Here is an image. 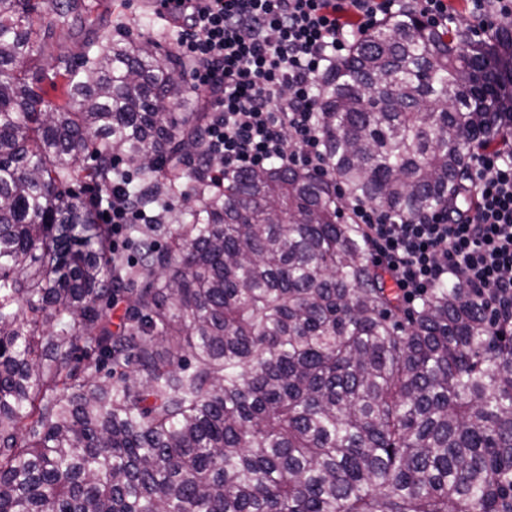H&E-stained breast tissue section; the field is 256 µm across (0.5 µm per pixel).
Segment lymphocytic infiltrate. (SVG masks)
<instances>
[{
  "label": "lymphocytic infiltrate",
  "mask_w": 512,
  "mask_h": 512,
  "mask_svg": "<svg viewBox=\"0 0 512 512\" xmlns=\"http://www.w3.org/2000/svg\"><path fill=\"white\" fill-rule=\"evenodd\" d=\"M395 6L396 0H177L176 51L190 63L191 87L208 114L203 138L211 182L274 161L327 172L318 83L350 42L395 15ZM467 18L473 35L487 39L512 26V0H467ZM133 178L125 171L103 189L116 255L128 246V225L150 221L124 188ZM460 182L470 200L460 215L434 210L399 219L353 202L350 219L405 302L451 277L512 324V159L499 151L471 154Z\"/></svg>",
  "instance_id": "obj_1"
}]
</instances>
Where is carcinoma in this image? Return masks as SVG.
Listing matches in <instances>:
<instances>
[{"mask_svg":"<svg viewBox=\"0 0 512 512\" xmlns=\"http://www.w3.org/2000/svg\"><path fill=\"white\" fill-rule=\"evenodd\" d=\"M83 7L0 0V512H512V328L455 282L406 305L342 218L458 206L512 125V34L382 19L321 79L328 175L212 192L173 48L46 55ZM120 161L144 204L195 198L129 225L132 266L73 190Z\"/></svg>","mask_w":512,"mask_h":512,"instance_id":"1","label":"carcinoma"}]
</instances>
